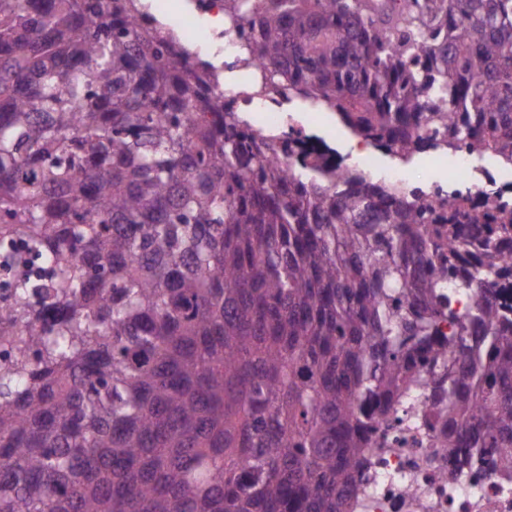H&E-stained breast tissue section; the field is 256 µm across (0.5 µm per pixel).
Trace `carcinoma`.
<instances>
[{"instance_id": "cac0c4a2", "label": "carcinoma", "mask_w": 512, "mask_h": 512, "mask_svg": "<svg viewBox=\"0 0 512 512\" xmlns=\"http://www.w3.org/2000/svg\"><path fill=\"white\" fill-rule=\"evenodd\" d=\"M131 0H0V512H350L411 385L512 470V202L305 182ZM288 96L512 166V0H224ZM483 285L463 315L445 289ZM448 321V332L441 322ZM448 357V374L423 373Z\"/></svg>"}]
</instances>
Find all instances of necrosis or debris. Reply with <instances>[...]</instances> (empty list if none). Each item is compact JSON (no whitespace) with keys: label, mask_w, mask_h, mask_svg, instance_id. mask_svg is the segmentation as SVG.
Returning <instances> with one entry per match:
<instances>
[{"label":"necrosis or debris","mask_w":512,"mask_h":512,"mask_svg":"<svg viewBox=\"0 0 512 512\" xmlns=\"http://www.w3.org/2000/svg\"><path fill=\"white\" fill-rule=\"evenodd\" d=\"M169 17L180 31V46L198 65L220 57L224 70L241 76L238 89L225 91V101L273 138L275 160L293 175L305 174L310 163L334 175L352 169L367 179L394 183L434 208L455 196L469 198L478 213L497 201L512 200V178L472 165L464 153L439 156V163L449 166L447 173L435 170L421 177L389 167L382 149L343 156L336 148V132L305 113L289 111L286 100L265 87L262 66L243 60V37L225 20L224 0H178L174 9L168 0H151L141 10L148 25ZM435 403L431 390L418 388L397 402L391 420L378 423V446L370 450L356 483L355 512H512V479L494 475L489 466L467 468L449 479L456 451L440 445Z\"/></svg>","instance_id":"4bbe7bcc"}]
</instances>
